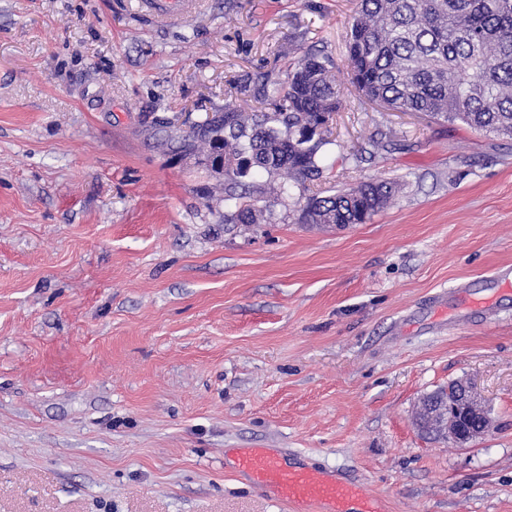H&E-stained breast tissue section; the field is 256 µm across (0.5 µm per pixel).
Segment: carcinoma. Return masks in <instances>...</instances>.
<instances>
[{"label": "carcinoma", "mask_w": 512, "mask_h": 512, "mask_svg": "<svg viewBox=\"0 0 512 512\" xmlns=\"http://www.w3.org/2000/svg\"><path fill=\"white\" fill-rule=\"evenodd\" d=\"M352 83L364 96L397 112L434 118L495 135L512 136V0H359L346 34ZM271 111L243 115L232 104L209 114L182 137L198 164L221 158L225 200L235 211L226 224L256 223L252 200L237 188L256 172L301 181L320 174L317 156L328 143L331 116L342 101L325 60L304 57L283 84L263 90ZM395 181L362 183L315 198L309 224H364L399 192Z\"/></svg>", "instance_id": "cac0c4a2"}]
</instances>
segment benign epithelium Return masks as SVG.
<instances>
[{
    "mask_svg": "<svg viewBox=\"0 0 512 512\" xmlns=\"http://www.w3.org/2000/svg\"><path fill=\"white\" fill-rule=\"evenodd\" d=\"M426 419L437 425L444 436L464 447L483 436L489 421L473 389L465 382L459 383L455 400L444 406H433Z\"/></svg>",
    "mask_w": 512,
    "mask_h": 512,
    "instance_id": "1",
    "label": "benign epithelium"
}]
</instances>
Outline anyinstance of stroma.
Returning <instances> with one entry per match:
<instances>
[{"instance_id": "1", "label": "stroma", "mask_w": 512, "mask_h": 512, "mask_svg": "<svg viewBox=\"0 0 512 512\" xmlns=\"http://www.w3.org/2000/svg\"><path fill=\"white\" fill-rule=\"evenodd\" d=\"M356 4L0 0V512H296L230 468L240 448L387 512H512V289L489 316L458 292L512 267V137L360 95ZM311 52L342 98L319 177L252 175L256 223H225L179 140ZM392 180L366 223L298 221ZM456 380L489 417L467 447L415 424ZM146 6L157 18H170L186 9V0H146Z\"/></svg>"}]
</instances>
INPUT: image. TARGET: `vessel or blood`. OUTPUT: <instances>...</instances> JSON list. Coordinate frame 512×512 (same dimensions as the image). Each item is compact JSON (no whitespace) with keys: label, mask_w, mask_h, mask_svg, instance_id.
<instances>
[{"label":"vessel or blood","mask_w":512,"mask_h":512,"mask_svg":"<svg viewBox=\"0 0 512 512\" xmlns=\"http://www.w3.org/2000/svg\"><path fill=\"white\" fill-rule=\"evenodd\" d=\"M146 6L155 17L170 18L184 12L186 0H146ZM235 465L255 488L306 512H382L379 502L365 496L356 482L290 465L282 454L266 448L240 449Z\"/></svg>","instance_id":"obj_1"}]
</instances>
